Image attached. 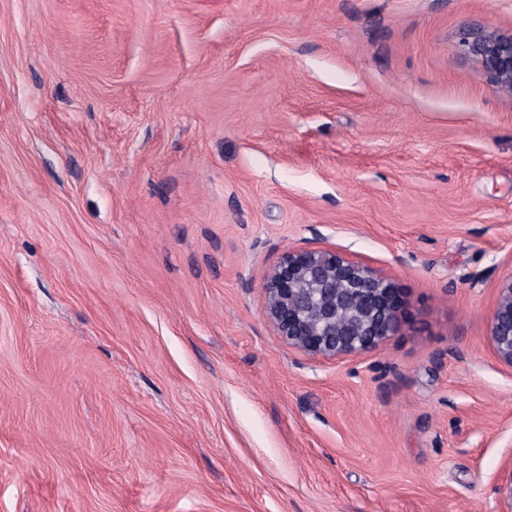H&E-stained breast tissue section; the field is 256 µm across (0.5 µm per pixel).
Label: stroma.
I'll list each match as a JSON object with an SVG mask.
<instances>
[{
    "label": "stroma",
    "instance_id": "stroma-1",
    "mask_svg": "<svg viewBox=\"0 0 512 512\" xmlns=\"http://www.w3.org/2000/svg\"><path fill=\"white\" fill-rule=\"evenodd\" d=\"M512 0H0V512H498ZM398 332L289 349L290 250ZM460 55L480 66L491 84L512 95V30L473 27L458 36ZM263 288L277 335L325 361L376 349L398 332L407 307L391 278L334 250L286 252ZM490 344L497 358L512 366V273L500 288V297L494 310L490 334Z\"/></svg>",
    "mask_w": 512,
    "mask_h": 512
}]
</instances>
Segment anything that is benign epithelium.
Returning a JSON list of instances; mask_svg holds the SVG:
<instances>
[{
  "instance_id": "7a95c632",
  "label": "benign epithelium",
  "mask_w": 512,
  "mask_h": 512,
  "mask_svg": "<svg viewBox=\"0 0 512 512\" xmlns=\"http://www.w3.org/2000/svg\"><path fill=\"white\" fill-rule=\"evenodd\" d=\"M460 55L491 84L512 95V30L473 27L458 36ZM264 314L289 348L325 361L368 353L396 334L407 300L372 267L326 249L286 252L264 283ZM490 344L512 366V274L494 310ZM500 512H512V468L499 487Z\"/></svg>"
}]
</instances>
